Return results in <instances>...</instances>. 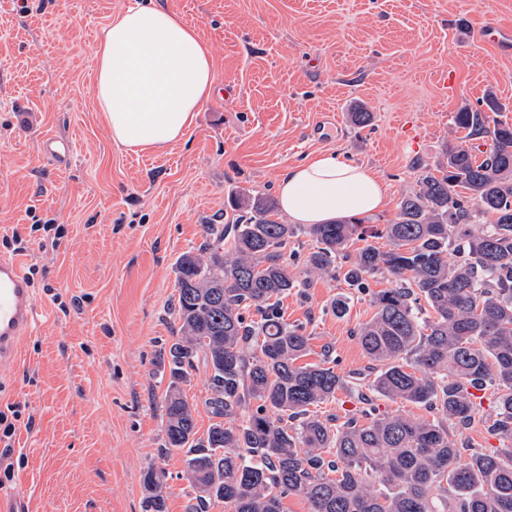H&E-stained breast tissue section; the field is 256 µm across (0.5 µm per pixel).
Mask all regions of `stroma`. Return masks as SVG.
Wrapping results in <instances>:
<instances>
[{"mask_svg":"<svg viewBox=\"0 0 512 512\" xmlns=\"http://www.w3.org/2000/svg\"><path fill=\"white\" fill-rule=\"evenodd\" d=\"M195 25L211 48L219 94L196 124L161 153L117 149L94 99L97 40L130 0H0V241L20 236L37 302L21 360L0 367V411L21 417L0 462V489L29 512H143L147 470L164 472L168 512L193 495L184 451L160 455L168 375L160 354L176 326L175 263L199 247L208 225L232 219L235 192L274 194L288 166L324 151L370 167L388 186L367 225L390 223L417 187L418 167L463 142L452 117L485 96L512 123V52L484 37L486 22L512 31V0H160ZM454 85L442 88L439 71ZM357 104L370 126H352ZM72 137L60 171L42 153L45 136ZM58 224L51 241L34 223ZM302 235L285 252L302 280L282 300L288 323L310 333L308 362L330 358L348 385L320 417L402 415L430 420L429 407L374 398L349 382L371 362L356 336L375 313L342 275L304 265ZM350 297L345 316L333 303ZM479 415L454 431L460 446L494 453L493 391Z\"/></svg>","mask_w":512,"mask_h":512,"instance_id":"1","label":"stroma"}]
</instances>
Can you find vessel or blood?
<instances>
[{"label":"vessel or blood","instance_id":"vessel-or-blood-1","mask_svg":"<svg viewBox=\"0 0 512 512\" xmlns=\"http://www.w3.org/2000/svg\"><path fill=\"white\" fill-rule=\"evenodd\" d=\"M43 153L51 165L62 168L70 162L74 145L50 136L43 142ZM35 322V297L22 263L0 256V364L14 362Z\"/></svg>","mask_w":512,"mask_h":512}]
</instances>
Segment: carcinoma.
Masks as SVG:
<instances>
[{"label":"carcinoma","mask_w":512,"mask_h":512,"mask_svg":"<svg viewBox=\"0 0 512 512\" xmlns=\"http://www.w3.org/2000/svg\"><path fill=\"white\" fill-rule=\"evenodd\" d=\"M488 108L464 106L452 121L492 149L479 160L450 144L435 168L420 167L418 189L378 231L387 250L349 251L366 235L360 221L301 228L271 219L273 197L238 193L232 222L179 256L160 453L186 451L194 490L187 512H210L219 501L230 512H285L290 496L309 512H512V447L464 460L448 433L450 424L475 422L476 392L492 387V428L512 443V125L492 116L495 104ZM487 213L494 223H475ZM300 233L315 241L305 260L311 270L343 268L361 290L371 276L393 279L356 332L373 363L368 390L425 404L436 419L335 425L311 413L343 380L329 360L299 363L310 335L280 311L281 299L303 286L284 252ZM200 361L215 418L202 434L183 389ZM239 413V424H227ZM163 477L145 474L144 512H168Z\"/></svg>","instance_id":"obj_1"}]
</instances>
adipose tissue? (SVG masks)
Masks as SVG:
<instances>
[{
    "instance_id": "adipose-tissue-1",
    "label": "adipose tissue",
    "mask_w": 512,
    "mask_h": 512,
    "mask_svg": "<svg viewBox=\"0 0 512 512\" xmlns=\"http://www.w3.org/2000/svg\"><path fill=\"white\" fill-rule=\"evenodd\" d=\"M95 56L97 108L113 144L135 154L179 142L218 90L197 28L157 0H135L113 17ZM386 194L371 169L331 152L288 167L277 184L282 212L305 225L376 213Z\"/></svg>"
}]
</instances>
